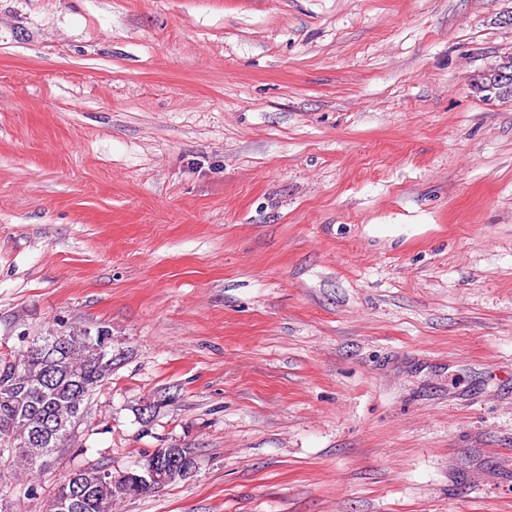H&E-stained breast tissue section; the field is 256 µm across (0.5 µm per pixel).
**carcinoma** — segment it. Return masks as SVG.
Masks as SVG:
<instances>
[{
    "instance_id": "carcinoma-1",
    "label": "carcinoma",
    "mask_w": 512,
    "mask_h": 512,
    "mask_svg": "<svg viewBox=\"0 0 512 512\" xmlns=\"http://www.w3.org/2000/svg\"><path fill=\"white\" fill-rule=\"evenodd\" d=\"M473 86L497 97H512V57L473 78ZM34 340L29 348L0 361V450L23 463L26 471L42 469L64 447L83 413V404L112 374V358L86 333ZM140 467L114 477L106 470L76 471L82 490L73 512H103L101 505L146 495L154 489L138 484Z\"/></svg>"
}]
</instances>
